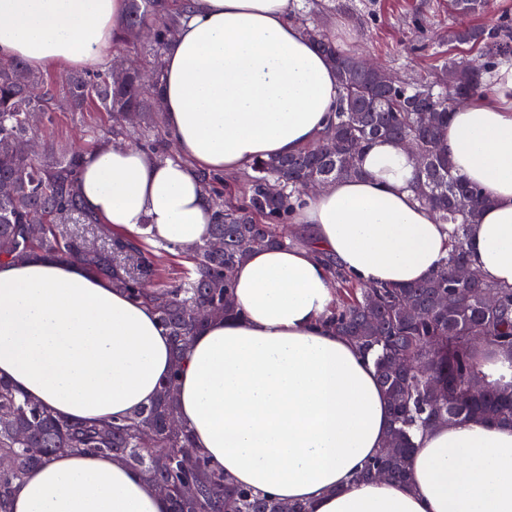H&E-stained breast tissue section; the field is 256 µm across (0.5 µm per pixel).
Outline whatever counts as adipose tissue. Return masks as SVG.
I'll return each mask as SVG.
<instances>
[{
    "label": "adipose tissue",
    "instance_id": "ef3b65f1",
    "mask_svg": "<svg viewBox=\"0 0 512 512\" xmlns=\"http://www.w3.org/2000/svg\"><path fill=\"white\" fill-rule=\"evenodd\" d=\"M164 53L174 157L130 142L86 151L78 190L100 223L206 242L215 205L201 181L315 142L337 104L336 70L294 17L295 0H193ZM127 0H0V59L43 71L102 63ZM487 94L452 111L442 147L488 200L465 248L484 280L512 286V60ZM361 176L329 182L295 213L300 244L257 247L235 269L234 318L208 319L181 371L154 310L77 261L0 263V379L52 415L126 418L177 374L178 421L235 485L313 512H512V424L456 422L417 434L407 483L356 481L390 433L387 398L358 346L324 323L327 261L365 285L429 278L450 225L419 203L418 167L378 140ZM139 472L68 451L30 470L12 512H168Z\"/></svg>",
    "mask_w": 512,
    "mask_h": 512
}]
</instances>
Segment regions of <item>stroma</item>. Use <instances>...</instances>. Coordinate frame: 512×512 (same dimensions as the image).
<instances>
[{
  "label": "stroma",
  "instance_id": "35a3bbf8",
  "mask_svg": "<svg viewBox=\"0 0 512 512\" xmlns=\"http://www.w3.org/2000/svg\"><path fill=\"white\" fill-rule=\"evenodd\" d=\"M448 0H340L334 12L311 17L335 29L344 50L367 56L409 78L428 73L440 56L456 55L446 42ZM101 112H58L47 136L56 144L89 148L90 127H104Z\"/></svg>",
  "mask_w": 512,
  "mask_h": 512
}]
</instances>
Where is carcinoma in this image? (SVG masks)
Masks as SVG:
<instances>
[{
    "instance_id": "carcinoma-1",
    "label": "carcinoma",
    "mask_w": 512,
    "mask_h": 512,
    "mask_svg": "<svg viewBox=\"0 0 512 512\" xmlns=\"http://www.w3.org/2000/svg\"><path fill=\"white\" fill-rule=\"evenodd\" d=\"M123 28L115 49L137 52L139 29L148 17L155 20V79L146 83L135 64L116 77L107 67L92 73L55 76L31 70L21 60L0 61V183L11 185L0 194V261H25L42 257L81 262L93 274L108 279L155 311L169 336L173 365L180 368L194 334L203 326L197 314L210 306L213 316L234 314L232 280L244 260L249 239L264 238L268 247H288L298 239L288 236L287 224L305 185L362 174L360 156L377 139L397 142L412 137L428 156L419 169L417 199L434 210L442 224L454 225L448 257L428 279L400 286H366L328 261L336 301L327 319L329 327L374 353L377 380L388 398L390 433L397 437L395 456L369 459L357 474L373 478L385 465L391 480L409 479L414 433L437 423L455 421L512 422V382L499 387L486 382L482 354L473 337L505 355L512 371V287L485 280L479 288L493 292L498 304L483 305L469 285L454 280V265L467 259L465 237L484 205L482 193L453 173L441 150V129L448 122L452 100L484 90V69L465 68L456 58H446L426 77L402 80L389 91H378L376 78L361 71L356 58L344 54L336 39L316 31L312 41L336 68L341 103L320 139L283 157L260 159L243 172L245 200L238 201L224 176L205 174L202 182L215 195L224 196L210 227L211 239L224 242L221 251L210 243L181 252L186 262L180 276L163 280L156 252L171 248L162 241L153 246L151 234L135 238L98 222L88 214L78 192L82 152L48 147L38 160L25 143L37 134L32 118L52 122L57 112H103L105 129H90L92 144L128 137L123 123L130 110L140 113L144 128L138 143L153 150L166 135L161 112L160 84L163 53L181 21L190 13L192 0H127ZM457 21L448 27V44L468 46L487 57L485 69L512 58V26L493 29L467 24L464 18L482 10L480 0H449ZM419 108H436V124L424 130ZM40 224L36 236L28 225ZM409 299L424 308L416 322L401 319L397 304ZM420 363L447 379L453 393L440 400L427 391L419 373L395 377L390 365ZM478 378L482 389L472 391ZM12 419L0 423V454L14 459L13 468L0 472V512L22 486L27 472L51 457L70 450L107 454L135 467L150 482L171 488V512H280L282 502L268 494L253 493L228 484L207 459L192 452L189 430H168L175 418L176 398L159 391L157 400L122 422L85 423L58 418L39 403L18 396L13 386L0 380V411ZM453 418H448V413ZM149 429L153 447L142 448L138 435Z\"/></svg>"
}]
</instances>
